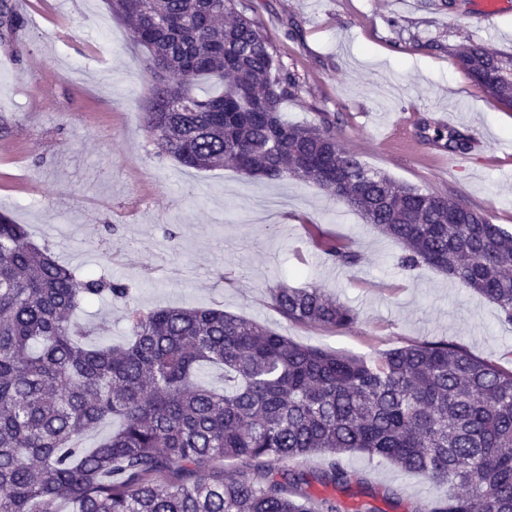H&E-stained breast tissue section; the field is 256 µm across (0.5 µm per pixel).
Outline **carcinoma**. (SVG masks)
Here are the masks:
<instances>
[{"instance_id":"1","label":"carcinoma","mask_w":512,"mask_h":512,"mask_svg":"<svg viewBox=\"0 0 512 512\" xmlns=\"http://www.w3.org/2000/svg\"><path fill=\"white\" fill-rule=\"evenodd\" d=\"M145 50L142 112L160 156L252 178H303L327 189L402 248L407 272L428 266L493 302L512 324V232L461 201L398 183L347 152L338 118L291 124L298 95L249 0H105ZM26 19L0 4V39ZM462 68L512 108V54L457 50ZM209 82L214 92L195 93ZM441 148H471L448 132ZM334 262L359 255L341 239ZM129 288L82 278L22 224L0 215V512H342L318 483L376 498L340 461L361 452L444 486L412 512H512V370L447 340L374 359L297 344L219 308H155L129 316V340L90 345L73 320L85 304ZM286 319L345 330L357 314L319 288L273 289ZM224 371V387L200 377ZM119 425L92 448L83 436ZM313 455L327 464L307 471ZM244 465L224 477V459Z\"/></svg>"}]
</instances>
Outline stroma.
Here are the masks:
<instances>
[{"label":"stroma","mask_w":512,"mask_h":512,"mask_svg":"<svg viewBox=\"0 0 512 512\" xmlns=\"http://www.w3.org/2000/svg\"><path fill=\"white\" fill-rule=\"evenodd\" d=\"M477 0H252L254 16L301 83L281 110L289 122L340 117L343 147L369 168L482 210L512 228V108L460 66L474 42L512 53V0L490 28ZM26 20L0 43V145L17 157L0 167V214L25 225L76 275L103 274L130 288L124 300L80 314L92 339L121 342L131 309L214 307L250 317L297 343L372 357L416 341L448 340L512 369V324L497 307L430 267L409 273L399 244L318 186L194 169L155 153L144 129L150 94L144 54L104 0H8ZM451 113L454 130L484 139L493 165L446 174L436 144L405 138ZM340 238L360 256L334 263L317 238ZM311 285L353 308L346 330L283 318L270 293ZM342 463L377 494L380 512H408L442 486L389 461L350 453ZM397 492L398 506L384 500Z\"/></svg>","instance_id":"obj_1"}]
</instances>
